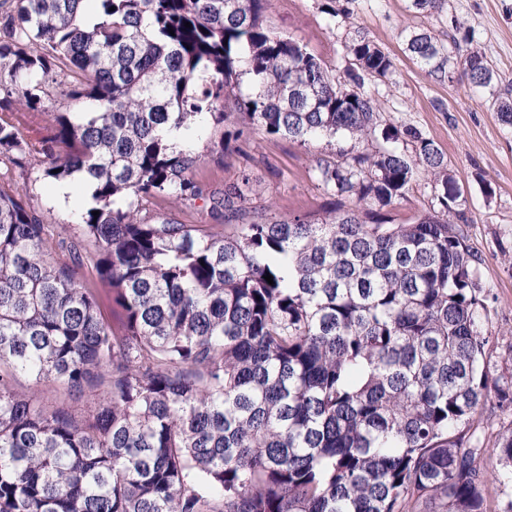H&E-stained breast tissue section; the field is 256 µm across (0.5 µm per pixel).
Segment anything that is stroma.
I'll use <instances>...</instances> for the list:
<instances>
[{
    "mask_svg": "<svg viewBox=\"0 0 512 512\" xmlns=\"http://www.w3.org/2000/svg\"><path fill=\"white\" fill-rule=\"evenodd\" d=\"M328 0H271L264 23L314 54L328 69L343 73L351 58L348 45L359 34L367 36L394 64L390 79L365 82L363 89L377 106L381 124L409 126L432 140L460 181L459 208L464 220L457 230L477 256L476 276L484 307L478 325L490 339L487 351L491 372L512 381V127L497 112V98L512 89V0H443L437 15L418 12L412 0H337L340 13L324 12ZM430 29L444 45L470 35L494 72L491 86L475 88L466 79L448 82L428 75L409 57V36ZM224 127L212 125L197 147L205 155L192 178L203 199L172 205L160 197L144 203L145 221L162 213L184 224L210 223L209 196L223 195L241 177L256 189L247 207L271 206L277 215H319L338 207V198L326 193L315 178L316 160L335 147L319 143L308 149L296 142L261 133L243 134L221 149ZM27 188V200L48 224L69 225L75 211L85 208L84 190L69 178L68 194L57 181L28 172L16 175ZM436 206L429 178H421L406 195L384 210L391 224H405Z\"/></svg>",
    "mask_w": 512,
    "mask_h": 512,
    "instance_id": "stroma-1",
    "label": "stroma"
}]
</instances>
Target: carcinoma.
I'll list each match as a JSON object with an SVG mask.
<instances>
[{
    "mask_svg": "<svg viewBox=\"0 0 512 512\" xmlns=\"http://www.w3.org/2000/svg\"><path fill=\"white\" fill-rule=\"evenodd\" d=\"M269 2L0 0V512H487L471 421L512 387L485 362L457 179L348 88L393 73L370 38L334 74L263 24ZM454 48L490 86L470 40ZM407 51L453 81L430 33ZM53 85L92 111L52 110ZM231 116L306 148L349 138L316 171L352 208L237 224L245 177L211 203L221 224L143 221L144 199L202 196L189 134ZM30 168L93 183L80 238L7 177ZM421 175L436 214L385 223ZM87 246L96 276L79 277ZM17 374L96 412L36 406ZM492 452L512 468V429Z\"/></svg>",
    "mask_w": 512,
    "mask_h": 512,
    "instance_id": "1",
    "label": "carcinoma"
}]
</instances>
